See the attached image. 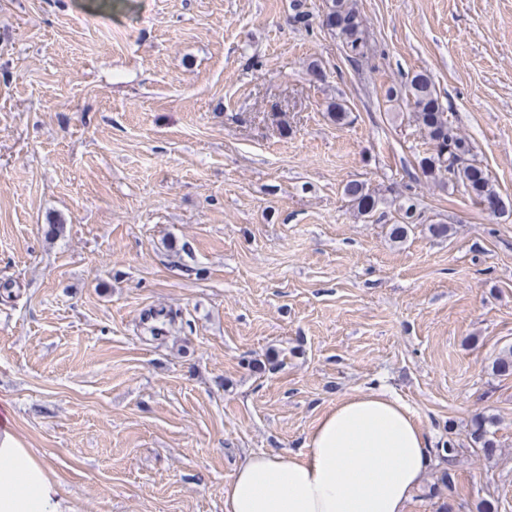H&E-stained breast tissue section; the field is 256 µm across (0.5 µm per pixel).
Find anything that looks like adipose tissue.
<instances>
[{
    "mask_svg": "<svg viewBox=\"0 0 512 512\" xmlns=\"http://www.w3.org/2000/svg\"><path fill=\"white\" fill-rule=\"evenodd\" d=\"M430 442L386 390L339 400L311 426L302 451L246 455L224 512H406L424 483ZM0 512H68L47 468L0 429Z\"/></svg>",
    "mask_w": 512,
    "mask_h": 512,
    "instance_id": "ef3b65f1",
    "label": "adipose tissue"
}]
</instances>
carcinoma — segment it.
<instances>
[{"label": "carcinoma", "mask_w": 512, "mask_h": 512, "mask_svg": "<svg viewBox=\"0 0 512 512\" xmlns=\"http://www.w3.org/2000/svg\"><path fill=\"white\" fill-rule=\"evenodd\" d=\"M321 26L334 33L342 42L346 58L357 62L365 57L368 44L363 36V20L351 0H327V10L323 14ZM406 106L413 112L415 121L434 153L420 160V167L432 177L440 176L446 182L461 185L473 199L482 204L499 200L485 171L468 158L470 149L448 121L436 88L424 74H414L406 78L404 97ZM344 194L357 209L358 214L369 217L376 210L379 198L362 182L351 181L344 187ZM492 372L499 376L512 375V347L507 348L492 363ZM496 417L479 413L471 422L469 439L471 447L479 448L488 458L496 451V443L491 438V428ZM456 448L450 442L435 448V455L444 467L440 469L437 482L430 491L436 495L449 488L452 477L447 468Z\"/></svg>", "instance_id": "obj_1"}]
</instances>
